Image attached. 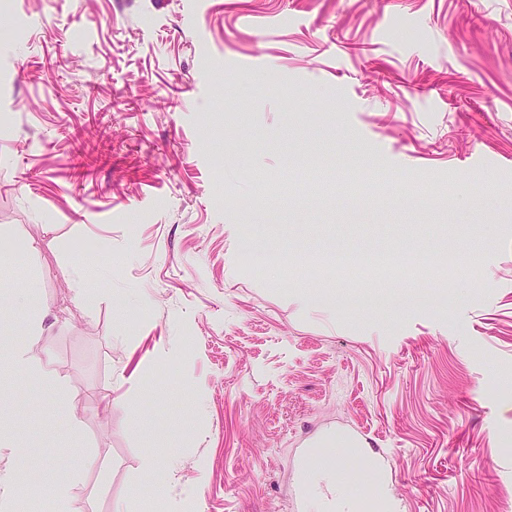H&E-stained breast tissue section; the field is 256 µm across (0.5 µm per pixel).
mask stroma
Returning <instances> with one entry per match:
<instances>
[{
	"mask_svg": "<svg viewBox=\"0 0 512 512\" xmlns=\"http://www.w3.org/2000/svg\"><path fill=\"white\" fill-rule=\"evenodd\" d=\"M1 251L17 512H512V0H0ZM142 468L152 478L154 487L164 488L167 492V495L170 491V487L176 486L173 481L174 471H172L171 467L166 465H159L154 457H144ZM303 486L310 512H335L349 506L336 501V468L311 470Z\"/></svg>",
	"mask_w": 512,
	"mask_h": 512,
	"instance_id": "obj_1",
	"label": "stroma"
}]
</instances>
